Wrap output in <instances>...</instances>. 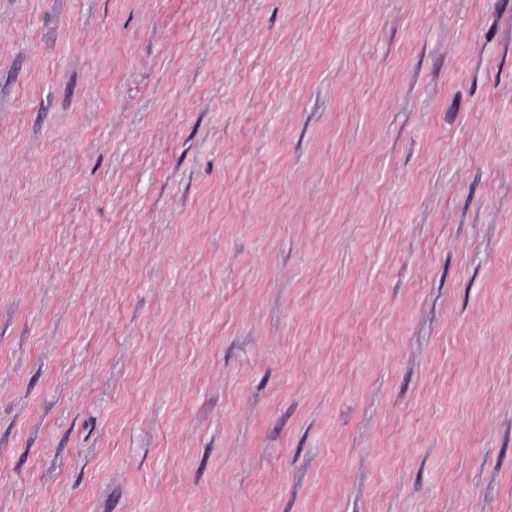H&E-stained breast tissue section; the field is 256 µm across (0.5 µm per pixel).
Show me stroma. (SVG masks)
<instances>
[{"instance_id":"obj_1","label":"stroma","mask_w":512,"mask_h":512,"mask_svg":"<svg viewBox=\"0 0 512 512\" xmlns=\"http://www.w3.org/2000/svg\"><path fill=\"white\" fill-rule=\"evenodd\" d=\"M0 512H512V0H0Z\"/></svg>"}]
</instances>
